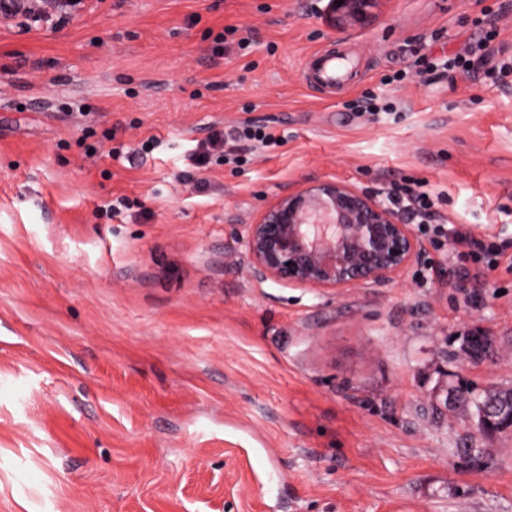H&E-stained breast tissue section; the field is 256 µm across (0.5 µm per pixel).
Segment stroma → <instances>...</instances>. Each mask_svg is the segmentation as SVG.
Segmentation results:
<instances>
[{
	"instance_id": "obj_1",
	"label": "stroma",
	"mask_w": 512,
	"mask_h": 512,
	"mask_svg": "<svg viewBox=\"0 0 512 512\" xmlns=\"http://www.w3.org/2000/svg\"><path fill=\"white\" fill-rule=\"evenodd\" d=\"M327 3L0 18V512H512V432L437 395L512 387V272L473 279L428 243L389 284L295 288L255 279L239 243L308 182L381 199L407 179L511 243L512 75L416 70L484 28L512 57V0H371L356 21ZM321 51L348 57L344 84L303 81ZM370 92L394 113H357ZM241 122L284 140L188 166Z\"/></svg>"
}]
</instances>
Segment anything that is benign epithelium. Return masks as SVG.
<instances>
[{"label": "benign epithelium", "instance_id": "7a95c632", "mask_svg": "<svg viewBox=\"0 0 512 512\" xmlns=\"http://www.w3.org/2000/svg\"><path fill=\"white\" fill-rule=\"evenodd\" d=\"M368 0H329L334 12L358 15ZM253 277L298 288L385 285L420 257L412 225L382 201L340 181H314L281 196L241 237ZM489 432L512 429V388L478 401Z\"/></svg>", "mask_w": 512, "mask_h": 512}]
</instances>
